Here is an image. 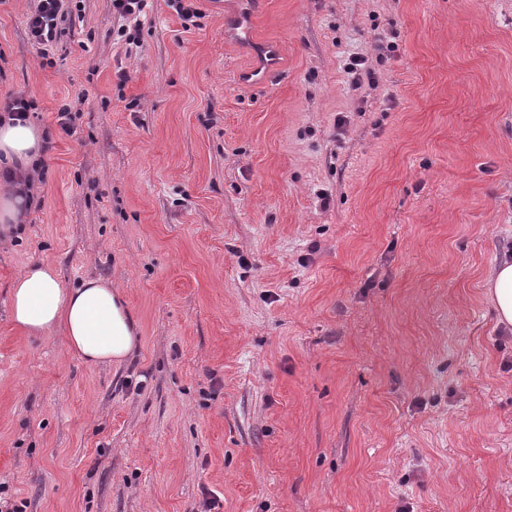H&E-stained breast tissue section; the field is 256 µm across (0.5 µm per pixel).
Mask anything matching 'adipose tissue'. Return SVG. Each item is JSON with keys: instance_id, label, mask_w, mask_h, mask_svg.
<instances>
[{"instance_id": "obj_1", "label": "adipose tissue", "mask_w": 512, "mask_h": 512, "mask_svg": "<svg viewBox=\"0 0 512 512\" xmlns=\"http://www.w3.org/2000/svg\"><path fill=\"white\" fill-rule=\"evenodd\" d=\"M43 132L32 121L0 114V230L32 207L23 176L41 157ZM11 316L28 336L61 332L71 353L91 364H120L135 351L139 325L111 281L92 278L63 286L55 268L27 264L12 284Z\"/></svg>"}]
</instances>
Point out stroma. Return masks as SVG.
<instances>
[{
    "label": "stroma",
    "instance_id": "obj_1",
    "mask_svg": "<svg viewBox=\"0 0 512 512\" xmlns=\"http://www.w3.org/2000/svg\"><path fill=\"white\" fill-rule=\"evenodd\" d=\"M192 4L187 28L148 0L129 45L112 0H65L44 58L36 0H0V106L50 142L0 235V484L26 512H512L485 288L512 259V0H258L284 70L256 88L222 0ZM33 260L111 280L128 362L16 328Z\"/></svg>",
    "mask_w": 512,
    "mask_h": 512
}]
</instances>
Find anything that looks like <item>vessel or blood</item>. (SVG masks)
Returning <instances> with one entry per match:
<instances>
[{
	"label": "vessel or blood",
	"mask_w": 512,
	"mask_h": 512,
	"mask_svg": "<svg viewBox=\"0 0 512 512\" xmlns=\"http://www.w3.org/2000/svg\"><path fill=\"white\" fill-rule=\"evenodd\" d=\"M239 7L231 22L224 25L226 42L248 49L250 64L238 74L240 81L248 85H262L281 69L279 51L276 46L258 42L252 35L254 0H238Z\"/></svg>",
	"instance_id": "obj_1"
}]
</instances>
